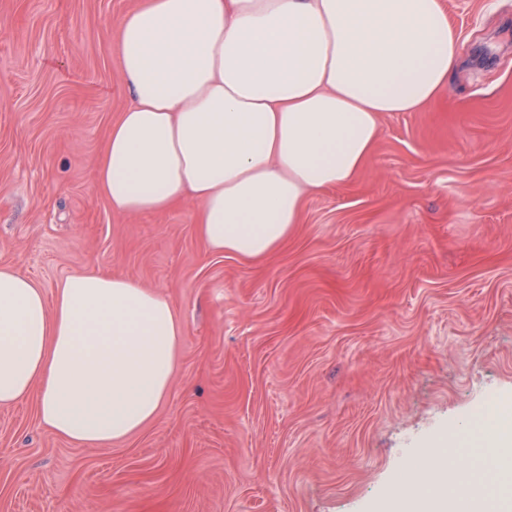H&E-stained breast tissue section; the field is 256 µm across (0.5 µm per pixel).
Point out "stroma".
<instances>
[{
  "label": "stroma",
  "instance_id": "stroma-1",
  "mask_svg": "<svg viewBox=\"0 0 512 512\" xmlns=\"http://www.w3.org/2000/svg\"><path fill=\"white\" fill-rule=\"evenodd\" d=\"M135 3L0 0V266L157 290L176 372L107 446L50 433L35 398L0 407V512H381L443 433L476 458L475 414L512 400V0H445L446 95L385 114L363 171L257 264L207 249L196 201L121 215L96 189Z\"/></svg>",
  "mask_w": 512,
  "mask_h": 512
}]
</instances>
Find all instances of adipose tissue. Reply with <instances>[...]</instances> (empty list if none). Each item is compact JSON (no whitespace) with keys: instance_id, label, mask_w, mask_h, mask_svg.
<instances>
[{"instance_id":"adipose-tissue-1","label":"adipose tissue","mask_w":512,"mask_h":512,"mask_svg":"<svg viewBox=\"0 0 512 512\" xmlns=\"http://www.w3.org/2000/svg\"><path fill=\"white\" fill-rule=\"evenodd\" d=\"M115 51L131 102L95 160L98 190L123 214L195 200L207 248L254 263L308 194L361 173L384 114L430 106L460 59L443 0H139ZM183 334L173 303L132 280L85 273L49 294L0 266V407L35 392L57 437L129 438L165 399ZM477 418L478 479L431 449L389 512H512V405Z\"/></svg>"}]
</instances>
